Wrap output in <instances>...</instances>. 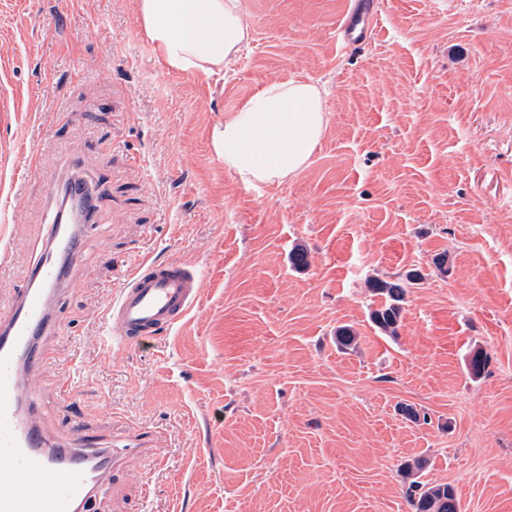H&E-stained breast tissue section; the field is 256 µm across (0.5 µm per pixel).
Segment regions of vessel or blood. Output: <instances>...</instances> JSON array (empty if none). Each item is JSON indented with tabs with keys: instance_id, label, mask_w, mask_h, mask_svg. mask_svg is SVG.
I'll return each mask as SVG.
<instances>
[{
	"instance_id": "1",
	"label": "vessel or blood",
	"mask_w": 512,
	"mask_h": 512,
	"mask_svg": "<svg viewBox=\"0 0 512 512\" xmlns=\"http://www.w3.org/2000/svg\"><path fill=\"white\" fill-rule=\"evenodd\" d=\"M376 25L373 0H344L336 42L345 49L366 44ZM202 284V275L189 265L140 263L108 308L105 323L113 343L145 346L173 329L197 302ZM63 287L62 268L45 250L23 285L0 304V512H81L108 472L124 470L128 457L154 460L160 452V436L147 431L120 448L81 442L65 461L26 414L28 380L54 356L37 341L58 331L53 306Z\"/></svg>"
}]
</instances>
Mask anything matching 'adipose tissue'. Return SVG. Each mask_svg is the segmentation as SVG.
I'll list each match as a JSON object with an SVG mask.
<instances>
[{
    "label": "adipose tissue",
    "mask_w": 512,
    "mask_h": 512,
    "mask_svg": "<svg viewBox=\"0 0 512 512\" xmlns=\"http://www.w3.org/2000/svg\"><path fill=\"white\" fill-rule=\"evenodd\" d=\"M140 25L169 68L213 73L251 40L242 0H136ZM327 125L319 89L268 83L213 137L224 165L243 183H270L309 162Z\"/></svg>",
    "instance_id": "obj_1"
}]
</instances>
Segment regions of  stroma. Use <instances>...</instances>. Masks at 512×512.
<instances>
[{
	"label": "stroma",
	"instance_id": "obj_1",
	"mask_svg": "<svg viewBox=\"0 0 512 512\" xmlns=\"http://www.w3.org/2000/svg\"><path fill=\"white\" fill-rule=\"evenodd\" d=\"M243 3L251 40L207 75L169 70L136 0H0V91L25 102L0 116V297L49 243L47 176L76 160L101 187L30 411L53 444L70 411L106 448L165 436L87 512H412L417 458L463 512H512V0H375L346 51L341 0ZM274 80L317 85L328 122L303 170L247 185L213 132ZM147 258L199 270V300L149 346L104 345ZM413 269L385 335L368 283Z\"/></svg>",
	"mask_w": 512,
	"mask_h": 512
}]
</instances>
